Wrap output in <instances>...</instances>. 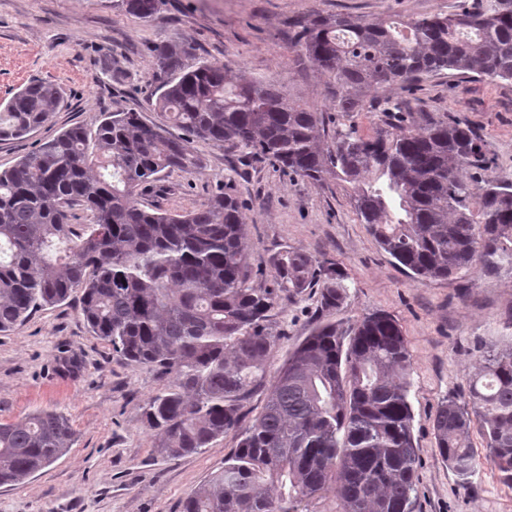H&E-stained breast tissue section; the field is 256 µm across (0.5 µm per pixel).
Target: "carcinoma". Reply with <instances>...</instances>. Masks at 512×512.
<instances>
[{"mask_svg":"<svg viewBox=\"0 0 512 512\" xmlns=\"http://www.w3.org/2000/svg\"><path fill=\"white\" fill-rule=\"evenodd\" d=\"M163 3L121 7L147 21ZM293 44L348 115L366 108L369 89L443 71L512 81V0L398 22L318 15L297 26ZM186 55L179 42L157 54L168 79L154 104L183 135L133 110L103 112L95 131L72 126L0 170V332L78 292L94 335L125 360L174 376L144 411L158 455L197 453L234 433L224 469L180 512H299L327 492L341 512H413L412 359L399 323L375 312L345 329L320 325L270 371L278 340L270 317L282 297L317 286L325 310H336L344 275L289 250L273 261L276 287L254 288L233 195L221 188L193 211L167 213L140 207L137 190L164 172L193 171L195 138L314 184L334 177L352 185L355 213L380 248L423 282L512 258V183L473 192L462 170L482 158V144L460 122L418 128L404 116L408 103L385 99L377 110L386 127L374 136L351 123L329 135L321 114L286 98L278 80L237 81L216 62L185 64ZM60 105L54 84L31 81L0 111V140L29 134ZM75 206L90 223H70ZM266 379L262 412L242 424L243 397ZM474 425L512 488V349L485 351L467 399L438 406L436 447L463 482L476 474ZM74 441L55 411L1 423L0 485L25 481Z\"/></svg>","mask_w":512,"mask_h":512,"instance_id":"obj_1","label":"carcinoma"}]
</instances>
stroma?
<instances>
[{
  "instance_id": "stroma-1",
  "label": "stroma",
  "mask_w": 512,
  "mask_h": 512,
  "mask_svg": "<svg viewBox=\"0 0 512 512\" xmlns=\"http://www.w3.org/2000/svg\"><path fill=\"white\" fill-rule=\"evenodd\" d=\"M477 0H165L150 24L119 0H0V103L35 79L57 84L64 106L25 138L0 142V170L62 130L96 127L101 113L136 110L165 124L151 103L164 81L155 50L182 43L187 63L218 62L232 75L277 78L288 98L336 124L326 78L292 47L297 24L318 15L404 20L455 13ZM375 97L408 102L410 122L452 118L479 134L485 159L463 176L472 189L512 183V81L444 73L413 85L393 84ZM196 171H172L138 196L142 207L193 210L227 188L242 206L251 286L273 287L272 263L286 250L333 263L347 296L325 311L319 291L281 300L272 317L280 366L319 325H345L381 310L400 324L412 355L409 402L419 456L414 512H512V488L472 432L477 472L465 485L439 456L433 431L446 396H466L468 379L488 349L512 347V263L476 265L446 280L408 277L360 224L349 185L311 183L266 161H243L227 146L194 140ZM172 382L152 366L128 362L95 336L78 296L33 313L0 335V423L38 409L67 415L76 439L68 451L25 482L0 486V512H180L181 501L224 466L234 434L201 453L159 456L145 425L148 400Z\"/></svg>"
}]
</instances>
